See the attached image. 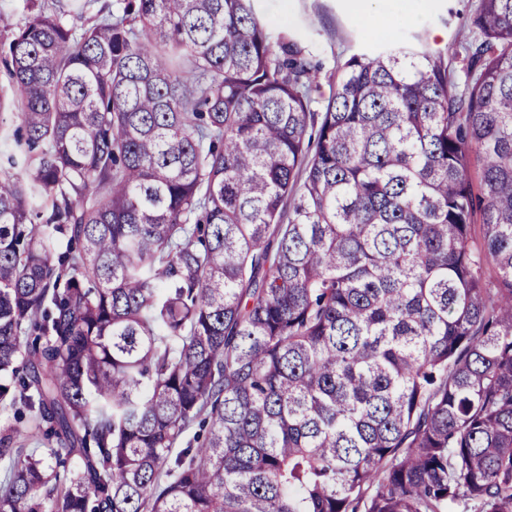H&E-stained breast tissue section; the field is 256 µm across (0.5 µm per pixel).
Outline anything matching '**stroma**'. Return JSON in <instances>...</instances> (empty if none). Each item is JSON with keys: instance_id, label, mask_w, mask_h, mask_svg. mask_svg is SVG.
Segmentation results:
<instances>
[{"instance_id": "obj_1", "label": "stroma", "mask_w": 512, "mask_h": 512, "mask_svg": "<svg viewBox=\"0 0 512 512\" xmlns=\"http://www.w3.org/2000/svg\"><path fill=\"white\" fill-rule=\"evenodd\" d=\"M478 5L479 0H420L416 5L411 0H370L369 11L378 23L373 36L351 11L349 0H257L255 8L271 35L297 37L319 64V90L311 103L312 111L318 112L346 59L405 44L416 36L424 49L446 53L457 81H464L465 46L477 33L461 22Z\"/></svg>"}]
</instances>
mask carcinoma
Masks as SVG:
<instances>
[{
	"label": "carcinoma",
	"mask_w": 512,
	"mask_h": 512,
	"mask_svg": "<svg viewBox=\"0 0 512 512\" xmlns=\"http://www.w3.org/2000/svg\"><path fill=\"white\" fill-rule=\"evenodd\" d=\"M71 17L5 51L0 403L63 470L1 436L0 512H512V0L321 113L253 0Z\"/></svg>",
	"instance_id": "cac0c4a2"
}]
</instances>
